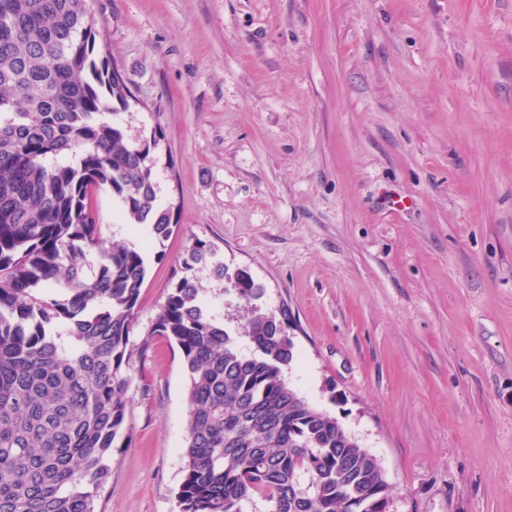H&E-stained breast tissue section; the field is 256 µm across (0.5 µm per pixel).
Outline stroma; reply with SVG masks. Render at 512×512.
<instances>
[{
	"label": "stroma",
	"mask_w": 512,
	"mask_h": 512,
	"mask_svg": "<svg viewBox=\"0 0 512 512\" xmlns=\"http://www.w3.org/2000/svg\"><path fill=\"white\" fill-rule=\"evenodd\" d=\"M96 52L153 152L164 244L148 246L127 369L134 436L100 512H180L177 347L144 332L197 239L259 284L208 272L248 348L287 307L286 375L379 461L388 512H512V0H92Z\"/></svg>",
	"instance_id": "obj_1"
}]
</instances>
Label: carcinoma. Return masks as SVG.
I'll list each match as a JSON object with an SVG mask.
<instances>
[{"label": "carcinoma", "instance_id": "carcinoma-1", "mask_svg": "<svg viewBox=\"0 0 512 512\" xmlns=\"http://www.w3.org/2000/svg\"><path fill=\"white\" fill-rule=\"evenodd\" d=\"M90 0H0V512H97L112 451L133 439L128 349L147 272L144 247L104 238L107 190L161 244L153 135L134 145L112 103L130 90L93 51ZM186 275L149 336L177 346L186 378L180 512H348L389 488L338 420L289 385L288 311L252 317L241 353L197 272L247 302L263 289L195 240Z\"/></svg>", "mask_w": 512, "mask_h": 512}]
</instances>
